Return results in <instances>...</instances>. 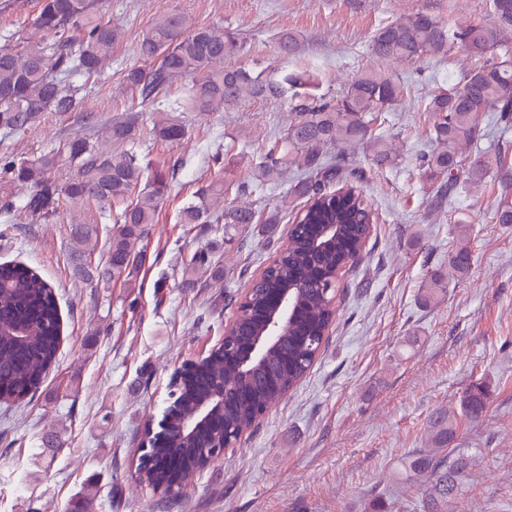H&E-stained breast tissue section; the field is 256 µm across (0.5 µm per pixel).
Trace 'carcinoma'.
<instances>
[{"label":"carcinoma","mask_w":512,"mask_h":512,"mask_svg":"<svg viewBox=\"0 0 512 512\" xmlns=\"http://www.w3.org/2000/svg\"><path fill=\"white\" fill-rule=\"evenodd\" d=\"M494 24L473 22L452 26L433 14L418 10L388 20L376 30L370 51L380 63L417 65L430 58H444L455 49L479 57V65L467 72L456 86L429 95L423 112L431 139L438 149L424 153L419 166L437 192L458 186L460 174L466 185H479L489 173H512V159L491 146L469 159L463 145L485 138L483 122L489 112L512 122V47L501 32L512 29V0H485ZM27 28L44 33L46 40L33 50L0 47V129L21 133L41 112H77L86 85H67L79 76H100L112 59L120 31L98 11V0H39L37 13ZM244 44L238 33L220 26L199 25L183 13L160 9L143 30L138 54L144 65L123 72V83L143 101H153L183 78L192 83L183 99L168 105L154 121L155 138L177 144L189 135L184 112H219L244 101L280 98L295 100L294 122L286 133L269 140L258 166L260 178L270 181L286 165L302 168V177L290 194L304 200L294 214L288 247L283 249L254 284L247 307L230 330L227 345H244L264 327L270 296L292 289L300 309L299 318L285 331V344L270 356L274 368L249 377L236 366L224 363V350L212 352L205 367L181 375L171 392L170 436L156 446L160 457H171L188 479L206 467L195 449L220 443V431L232 435L251 428L267 411L309 372L335 316L334 299L339 291V273L358 255L369 238L374 220L371 205L357 185L354 169L333 165L327 149L347 143H364L371 163L383 170L399 165L397 153L377 122L404 97L399 78L378 69L363 70L334 101L315 97L313 76L294 72L277 81L264 70L224 65L239 55ZM283 57L300 50L296 34L286 32L278 41ZM137 117L112 123V141L122 144L118 152H103L89 141L75 137L31 159L0 157V169L10 182L29 186L18 206L0 186V207H16L36 218L59 217L72 204L93 202L99 217L116 225L107 243L103 267L93 265L99 230L92 223L71 231L78 245L79 271L95 272L103 281L133 278L143 257L134 243L147 236L158 211L168 197V176L159 168L149 169L140 152ZM77 166V173L60 184L54 172L62 158ZM247 181L225 183L217 179L201 187L195 200L180 211L182 224H206L220 231L239 224H276L278 212L265 213L226 202L230 194L249 191ZM497 224H512V196L504 194L493 212ZM339 224L336 247L314 254L309 239L319 224ZM468 247L448 251V266L465 274L471 265ZM60 314L54 288L34 268L23 262L0 263V397L24 400L35 394L47 370L56 360L60 341ZM216 377L230 384L224 394V412L216 413L213 426L185 438L180 430L197 417L198 401ZM487 388L474 385L463 397L462 415L479 418L487 408ZM437 447L411 461V476L430 485L423 512H444L448 498L462 493L461 473L465 459L452 457L446 449L454 437L456 422L445 415L435 418ZM138 479L162 489L163 471L137 468Z\"/></svg>","instance_id":"carcinoma-1"}]
</instances>
